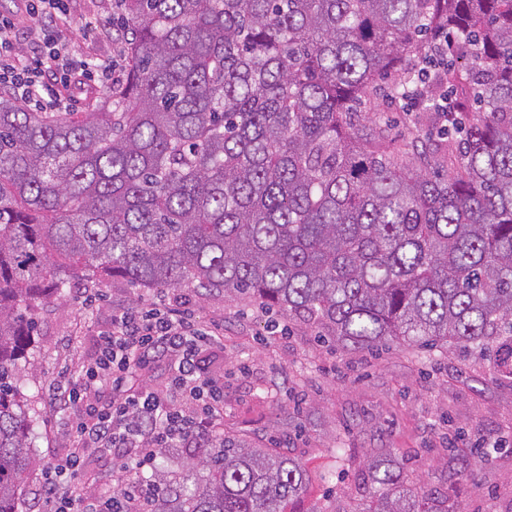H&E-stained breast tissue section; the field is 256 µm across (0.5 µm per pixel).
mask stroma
Wrapping results in <instances>:
<instances>
[{
	"mask_svg": "<svg viewBox=\"0 0 512 512\" xmlns=\"http://www.w3.org/2000/svg\"><path fill=\"white\" fill-rule=\"evenodd\" d=\"M67 38L89 63L112 60L127 74L126 52L112 38L119 0H69ZM104 300L64 294L36 311L35 344L20 386L38 420L41 463L23 490L20 512H39L42 468L66 439L60 412L49 407L51 382L79 380L95 339L117 307H137L152 294L115 281ZM205 325L222 328L227 436L272 448L300 463L309 482L290 512H363L369 505L364 458L374 448L402 459L408 482L447 488L465 512H512V378L487 362L439 348H410L393 339L351 353L324 342L317 329L265 309L251 298L168 291ZM473 462L471 477L446 483L454 457Z\"/></svg>",
	"mask_w": 512,
	"mask_h": 512,
	"instance_id": "obj_1",
	"label": "stroma"
}]
</instances>
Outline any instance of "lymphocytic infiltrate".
<instances>
[{
	"label": "lymphocytic infiltrate",
	"mask_w": 512,
	"mask_h": 512,
	"mask_svg": "<svg viewBox=\"0 0 512 512\" xmlns=\"http://www.w3.org/2000/svg\"><path fill=\"white\" fill-rule=\"evenodd\" d=\"M27 46L19 25L0 15V87L38 110L61 109L83 61L63 32L67 0H29ZM221 347L219 327H205L192 311L164 295L138 308L117 309L99 333L78 383L51 387L50 405L66 412L67 444L45 475L40 497L50 512H153L159 486L131 477L152 466L160 448H190L224 415V374L208 363ZM159 373L167 391L132 387L134 377ZM116 462L110 493L81 483L88 460Z\"/></svg>",
	"instance_id": "obj_1"
}]
</instances>
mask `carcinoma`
<instances>
[{
  "mask_svg": "<svg viewBox=\"0 0 512 512\" xmlns=\"http://www.w3.org/2000/svg\"><path fill=\"white\" fill-rule=\"evenodd\" d=\"M129 73L93 112L0 93V512L34 454V311L67 288L247 295L350 351L389 338L512 376V0H121ZM415 111L460 140L398 139ZM479 111L462 125L471 103ZM154 512H288L307 471L206 437ZM367 512H460L381 448ZM376 104L379 105L377 111L379 115H381L385 120L397 122V126L392 131L393 134L402 132L407 135V132L411 131L416 133V129H418L422 137L429 136L431 133L432 139H437L438 132L436 128L421 126L419 115L416 112L407 114L406 112L396 111L390 107H387V105L383 104L381 100L376 101Z\"/></svg>",
  "mask_w": 512,
  "mask_h": 512,
  "instance_id": "1",
  "label": "carcinoma"
}]
</instances>
